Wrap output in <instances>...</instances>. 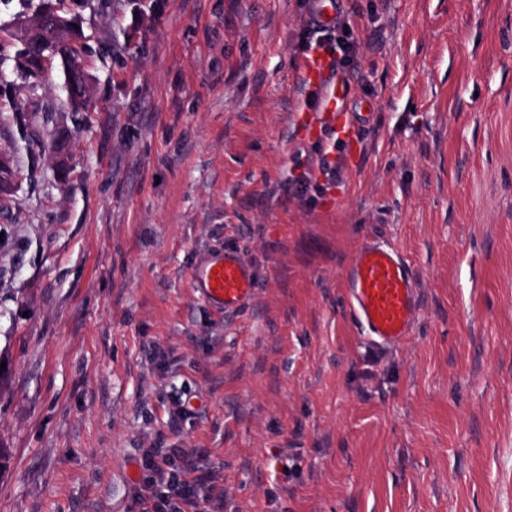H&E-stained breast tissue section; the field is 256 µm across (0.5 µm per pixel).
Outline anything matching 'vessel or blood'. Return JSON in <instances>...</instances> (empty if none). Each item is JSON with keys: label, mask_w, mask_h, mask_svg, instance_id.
Segmentation results:
<instances>
[{"label": "vessel or blood", "mask_w": 512, "mask_h": 512, "mask_svg": "<svg viewBox=\"0 0 512 512\" xmlns=\"http://www.w3.org/2000/svg\"><path fill=\"white\" fill-rule=\"evenodd\" d=\"M297 66L319 92L317 107H299L300 122L309 128L327 124L337 143H357L366 123L345 109L351 91L346 74L320 49L302 57ZM193 279L201 296L226 312L247 306L257 288L251 266L239 251L229 249L207 257ZM342 279L348 311L362 339L379 347L402 346L420 305L418 279L409 260L394 246L370 241L351 255Z\"/></svg>", "instance_id": "vessel-or-blood-1"}]
</instances>
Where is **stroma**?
Returning a JSON list of instances; mask_svg holds the SVG:
<instances>
[{
    "instance_id": "obj_1",
    "label": "stroma",
    "mask_w": 512,
    "mask_h": 512,
    "mask_svg": "<svg viewBox=\"0 0 512 512\" xmlns=\"http://www.w3.org/2000/svg\"><path fill=\"white\" fill-rule=\"evenodd\" d=\"M46 6L78 112L13 36ZM338 13L356 160L294 120L307 0H0V512H136L150 448L221 512H512V0ZM374 238L419 275L398 348L344 310ZM227 249L230 313L191 282ZM58 57L63 67L64 89L69 103L78 111L85 107L89 97V83L83 62L73 60L67 54H48L40 56L41 60ZM193 279L201 296L224 312L247 306L257 288L251 266L237 250L210 255L194 270Z\"/></svg>"
}]
</instances>
